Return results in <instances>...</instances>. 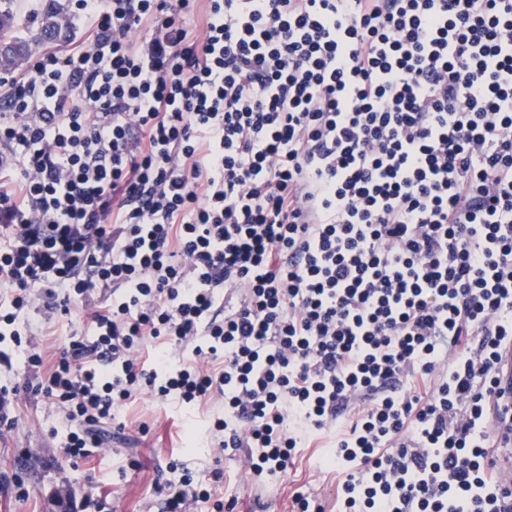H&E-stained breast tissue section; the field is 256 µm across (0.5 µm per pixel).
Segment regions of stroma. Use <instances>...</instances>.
<instances>
[{"mask_svg": "<svg viewBox=\"0 0 512 512\" xmlns=\"http://www.w3.org/2000/svg\"><path fill=\"white\" fill-rule=\"evenodd\" d=\"M16 382L18 422L0 431V469L17 475L25 496L0 492V512H75L84 499L104 500L111 512H165L167 484L173 476L166 465L178 458L207 481L218 468L223 479L212 486V499L198 503L196 512H216L215 501L233 502L234 512H293L295 493L336 501V474L322 462L319 448H303L286 476L256 487L238 457L209 456L204 430L224 411L222 398L185 407L157 404L145 399L127 415L122 437L108 435L90 462L63 456L60 443L66 434L62 412L27 387L29 378L22 358L11 367L0 366V381ZM138 468H128V461Z\"/></svg>", "mask_w": 512, "mask_h": 512, "instance_id": "obj_1", "label": "stroma"}]
</instances>
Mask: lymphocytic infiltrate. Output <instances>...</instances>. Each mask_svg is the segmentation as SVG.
I'll return each instance as SVG.
<instances>
[{"instance_id": "obj_1", "label": "lymphocytic infiltrate", "mask_w": 512, "mask_h": 512, "mask_svg": "<svg viewBox=\"0 0 512 512\" xmlns=\"http://www.w3.org/2000/svg\"><path fill=\"white\" fill-rule=\"evenodd\" d=\"M0 110V364L86 459L217 395L257 480L335 432L336 512H512V0H67ZM82 312L46 355L31 316ZM152 348L150 362L139 354Z\"/></svg>"}]
</instances>
